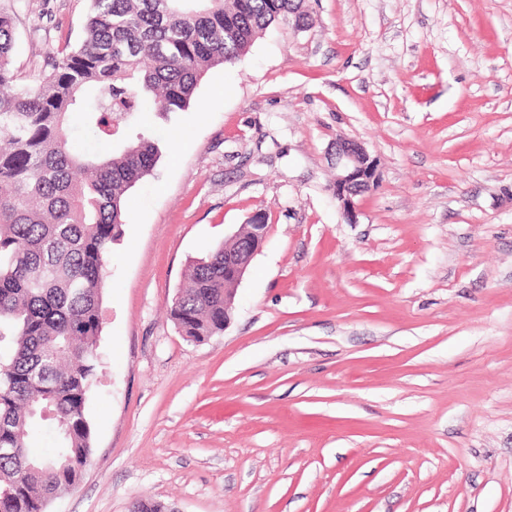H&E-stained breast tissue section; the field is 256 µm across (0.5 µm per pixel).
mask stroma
<instances>
[{"instance_id": "obj_1", "label": "stroma", "mask_w": 512, "mask_h": 512, "mask_svg": "<svg viewBox=\"0 0 512 512\" xmlns=\"http://www.w3.org/2000/svg\"><path fill=\"white\" fill-rule=\"evenodd\" d=\"M89 0H0L20 77ZM142 130L165 148L104 260L80 483L48 512H512V0H305ZM379 183L345 220L336 139ZM268 240L223 334L169 316L192 260Z\"/></svg>"}]
</instances>
